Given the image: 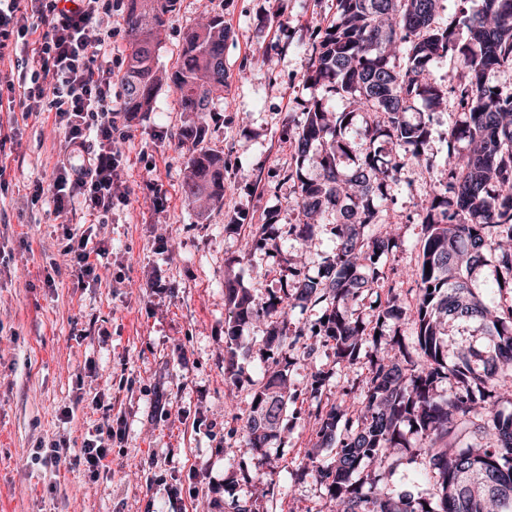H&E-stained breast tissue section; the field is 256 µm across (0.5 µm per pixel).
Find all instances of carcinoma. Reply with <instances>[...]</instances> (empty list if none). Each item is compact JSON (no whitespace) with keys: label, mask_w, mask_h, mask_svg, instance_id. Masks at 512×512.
<instances>
[{"label":"carcinoma","mask_w":512,"mask_h":512,"mask_svg":"<svg viewBox=\"0 0 512 512\" xmlns=\"http://www.w3.org/2000/svg\"><path fill=\"white\" fill-rule=\"evenodd\" d=\"M127 0L126 68L121 77L123 111L148 112L157 90L169 86L189 115L180 136L191 144L182 185L185 199L205 216L224 200V152L205 144L207 117L227 87L224 45L230 30L224 14L202 18L183 35L180 64L156 66L165 35V16L178 0ZM442 0H336V19L321 36L306 82L325 86L327 97L312 102L294 136L295 184L290 208L296 223L287 236L308 242L316 224L336 216V249L321 273L305 276L260 311L238 279L224 281V302L232 318L224 323L227 357L224 373L235 382L241 331L265 314L271 328L264 338L271 362L241 430L260 452L279 434V424L295 395L279 356L298 346L312 354L310 339L332 343L340 362L368 359L361 405L341 399L325 409L316 406L320 445L336 444V459L320 463L312 454L304 469L323 485L336 512H512V413L497 409L512 392V306L492 311L473 292L472 278L485 265V253L500 252L495 276L498 290L512 289V88L493 76L512 69V0H482L469 12L457 0L444 13ZM452 68L441 75L438 63ZM456 104L444 132L447 157L439 163L426 149L430 119L407 117L418 103L430 109L448 98ZM346 102L338 111L333 99ZM373 120L356 141L346 135L357 112ZM320 148L322 174L313 180L302 172L304 158ZM439 178L416 203L424 229L418 303L413 312L416 339L391 340L393 360L380 348L387 325L406 318L394 289L367 326L353 305L375 285L380 257L397 247L394 228L383 217L394 203L393 187L407 162ZM311 302L322 318L290 329L289 303ZM471 325L486 337L484 350L463 353L450 339V325ZM457 361L448 364L449 354ZM454 377L462 387L440 398L437 385ZM415 436L409 462L423 460L420 474L435 493L429 498L389 497L378 488L375 471L393 448H410L403 428ZM493 430L497 443L488 448L453 449L465 428Z\"/></svg>","instance_id":"cac0c4a2"}]
</instances>
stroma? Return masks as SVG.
<instances>
[{"label": "stroma", "instance_id": "35a3bbf8", "mask_svg": "<svg viewBox=\"0 0 512 512\" xmlns=\"http://www.w3.org/2000/svg\"><path fill=\"white\" fill-rule=\"evenodd\" d=\"M124 0H112L103 25L112 68V107L129 131L119 186L127 191L105 224L82 208L56 214L48 197L32 201L35 182H49L63 132L53 118L0 112V512H228L232 500L261 496L263 512H332L324 489L301 466L336 456L317 447L308 391L313 372L328 375L323 402L361 383L365 362L337 361L331 344L314 355L287 354L297 395L281 432L255 452L240 426L267 356L270 321L246 325L240 341L239 382L224 376V276L249 288L256 308L280 295L288 271L317 275L336 246V223L318 224L308 244L281 236L293 222L292 132L303 110L325 89L305 82L317 34L336 17V0H179L170 14L157 64L175 67L182 35L208 12L223 11L231 37L224 47L227 89L215 102L208 140L224 152L227 190L220 207L201 219L182 193L189 151L179 132L185 121L178 95L163 88L153 109L122 112L127 35ZM433 180L415 163L401 172L398 245L381 260L386 286L365 295L358 309L371 321L377 304L397 294L404 310L418 300L417 269L424 231L415 204ZM92 225L104 245L99 280L78 285L62 251L65 228ZM263 232L261 246L244 240ZM121 431L110 440L107 467L90 477L66 458L45 463L54 440L81 448L97 427ZM394 449L380 489L429 496L430 485Z\"/></svg>", "mask_w": 512, "mask_h": 512}]
</instances>
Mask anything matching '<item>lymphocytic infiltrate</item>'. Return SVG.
I'll return each mask as SVG.
<instances>
[{"instance_id": "f902f5d3", "label": "lymphocytic infiltrate", "mask_w": 512, "mask_h": 512, "mask_svg": "<svg viewBox=\"0 0 512 512\" xmlns=\"http://www.w3.org/2000/svg\"><path fill=\"white\" fill-rule=\"evenodd\" d=\"M106 10V0H0V61L13 59L18 72L6 82L7 103L54 113L64 131L50 183L35 184L33 195H49L58 213L82 201L101 224L126 200L117 144L129 137L112 117V70L96 62ZM63 238L78 283L97 282L94 258L104 248L89 249V235L69 229Z\"/></svg>"}]
</instances>
